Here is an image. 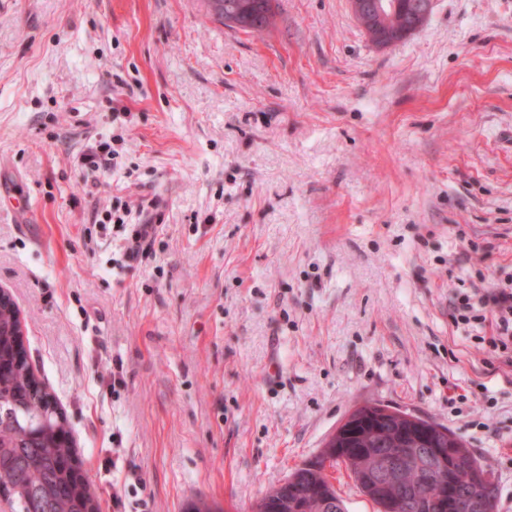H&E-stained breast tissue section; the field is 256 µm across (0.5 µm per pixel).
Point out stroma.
Segmentation results:
<instances>
[{"mask_svg":"<svg viewBox=\"0 0 512 512\" xmlns=\"http://www.w3.org/2000/svg\"><path fill=\"white\" fill-rule=\"evenodd\" d=\"M505 269L512 0H435L385 48L349 0L260 34L0 0V286L99 512H253L369 401L460 436L512 512V366L451 306ZM134 226L131 235V246L127 249V253L130 257L138 256L140 253L146 255L152 248L155 225L137 224Z\"/></svg>","mask_w":512,"mask_h":512,"instance_id":"stroma-1","label":"stroma"}]
</instances>
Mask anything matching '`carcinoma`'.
I'll list each match as a JSON object with an SVG mask.
<instances>
[{"label":"carcinoma","instance_id":"carcinoma-1","mask_svg":"<svg viewBox=\"0 0 512 512\" xmlns=\"http://www.w3.org/2000/svg\"><path fill=\"white\" fill-rule=\"evenodd\" d=\"M16 320L11 310H0V361L9 373L0 383V498L13 512H99L95 498L78 480L71 465L73 448L63 439L66 418L56 403L31 394L29 366L15 352ZM380 404H366L349 414L351 429L334 433L326 448H347L330 463L342 466L360 492L378 512H477L471 507L485 485L493 484L489 470L465 442L443 427L440 447L454 448L457 457L448 462L446 475L455 482V504L442 508L438 483L426 478L430 459L420 452L428 447V433L438 423L416 416H393L386 424L368 414ZM393 452L403 462L399 482L381 495L370 491L363 479L366 469L381 466L380 453ZM268 512H348L330 482L324 460L313 456L293 469L287 482L262 499Z\"/></svg>","mask_w":512,"mask_h":512}]
</instances>
